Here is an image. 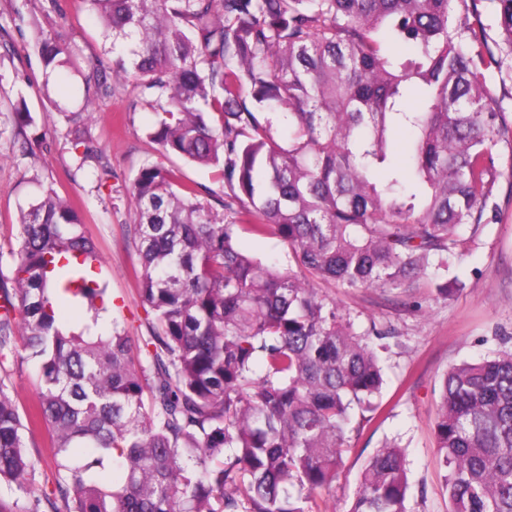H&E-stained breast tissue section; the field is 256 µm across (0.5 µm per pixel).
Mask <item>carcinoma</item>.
Here are the masks:
<instances>
[{
    "label": "carcinoma",
    "instance_id": "1",
    "mask_svg": "<svg viewBox=\"0 0 512 512\" xmlns=\"http://www.w3.org/2000/svg\"><path fill=\"white\" fill-rule=\"evenodd\" d=\"M112 46L110 98L129 79L167 159L209 167L219 190L144 164L128 193L145 336L112 318L99 253L73 203L48 191L21 211L10 251L13 313L0 315V484L28 495L44 429L51 512H320L354 409L373 412L383 372L369 337L314 283L408 293L449 271L460 229L483 223L512 145L486 71L498 64L468 0H88ZM512 51V0H495ZM38 26L27 0L0 22L10 46ZM46 75L95 67L74 42L39 31ZM419 99L415 108L407 101ZM14 126L24 97L0 100ZM107 165L90 102L59 108ZM288 123L283 141L275 121ZM413 133L408 168L397 133ZM242 233L276 236L296 268L243 252ZM86 307L78 326L62 312ZM37 365V401L10 386L17 339ZM448 512H512V352L454 365L435 420ZM404 458L367 461L347 512H407Z\"/></svg>",
    "mask_w": 512,
    "mask_h": 512
}]
</instances>
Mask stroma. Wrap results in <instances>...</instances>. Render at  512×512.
Listing matches in <instances>:
<instances>
[{"label":"stroma","instance_id":"stroma-1","mask_svg":"<svg viewBox=\"0 0 512 512\" xmlns=\"http://www.w3.org/2000/svg\"><path fill=\"white\" fill-rule=\"evenodd\" d=\"M62 4L63 15H41V26L76 41L85 55L102 60L103 72H111L112 55L88 0ZM471 7L499 61L486 74L487 88L499 99L506 122L512 123V54L499 38L497 5L495 0H473ZM0 73L5 76L0 92L10 97L24 93L34 119L27 130L32 155L21 154L12 133L0 135V253L17 245L15 225L21 208L53 188L79 209L100 253L112 311L123 319L127 335L138 338L145 312L135 276L139 258L127 233L135 206L125 188L145 161L160 159L156 145L146 137L149 109L131 83L100 101L90 133L112 171L101 186L95 165L77 169L70 139L58 128L53 108L57 101L79 105L95 98L96 75H70L64 86L45 82L38 57L20 45L11 54L0 47ZM495 164L500 176L491 201L497 206V221L462 231L465 243L453 272L464 282L463 290L444 298L425 279L406 300L379 288L317 285L321 294L335 299L356 333L373 323L392 333L387 348L379 352L386 380L382 410L353 436V450L326 495L328 512H343L358 491L364 463L386 442L397 443L406 458L407 512L448 510L434 433L441 378L451 365L494 355L500 349L498 336H512V148L499 146Z\"/></svg>","mask_w":512,"mask_h":512}]
</instances>
